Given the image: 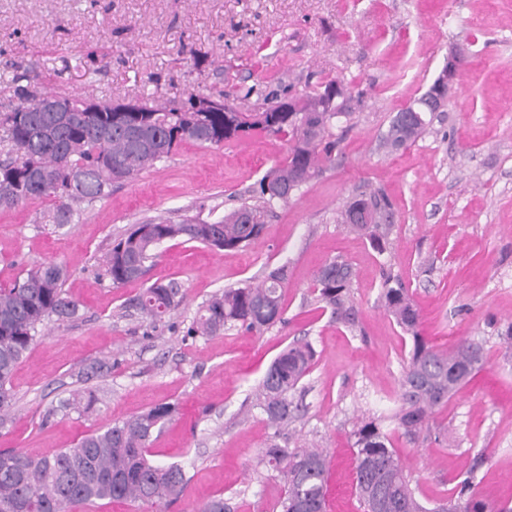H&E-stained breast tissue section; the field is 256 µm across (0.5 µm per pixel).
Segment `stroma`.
I'll return each instance as SVG.
<instances>
[{
    "label": "stroma",
    "instance_id": "obj_1",
    "mask_svg": "<svg viewBox=\"0 0 512 512\" xmlns=\"http://www.w3.org/2000/svg\"><path fill=\"white\" fill-rule=\"evenodd\" d=\"M465 45L458 85L414 142L392 150L385 133L423 94L449 49ZM95 52L101 70L81 65ZM350 82L362 104L331 132L336 160L275 203L255 244L220 250L163 242L139 280L113 285L105 257L132 225L186 216L215 220L259 200L261 177L285 162L283 136L254 132L221 147L183 143L169 158L82 206L75 223L46 224V203L0 208V287L47 262L67 270L78 303L48 320L12 378L14 406L0 451L40 458L161 403L177 412L148 447L190 478L167 512L223 497L231 512H278L284 483L260 461L274 429L254 392L273 359L296 342L315 351L295 398L293 444L327 449L328 512H364L353 487L352 431L360 417L392 413L411 339L385 310V275L399 278L440 350L483 340L485 367L429 421L418 444L384 430L422 502L476 471L488 501L512 496V0H0V113L16 88L98 101L180 102L230 91L244 107L271 92L302 94ZM380 190L393 203L385 253L342 221L347 202ZM348 262L358 325L336 324L314 299L328 261ZM285 268L283 320L259 332L187 329L214 293ZM156 281L181 286V305L154 323L130 299ZM105 377L83 380L93 363ZM97 390L85 415L47 410Z\"/></svg>",
    "mask_w": 512,
    "mask_h": 512
}]
</instances>
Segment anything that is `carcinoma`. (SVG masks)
Masks as SVG:
<instances>
[{"label":"carcinoma","mask_w":512,"mask_h":512,"mask_svg":"<svg viewBox=\"0 0 512 512\" xmlns=\"http://www.w3.org/2000/svg\"><path fill=\"white\" fill-rule=\"evenodd\" d=\"M16 91L19 104L0 114V143L9 145L0 161V182L8 183L0 191V207L47 199L53 208L44 218L58 227L75 221L76 206L105 197L112 183L169 156L186 141L218 147L252 131L289 137L288 158L259 181L262 203L243 205L213 222L186 217L178 223L136 224L117 239L106 258V272L114 285L143 277L166 240L221 250L255 243L271 213L270 205L288 202L333 162L334 143L327 140L332 121L350 116L343 104H331L319 91L292 99L289 112L281 111L284 101L274 93L251 112L243 111L236 99L224 93L214 112L193 111L191 98L179 109L143 103V112H114L113 103L100 102L97 112H37L29 87L19 85ZM437 109L436 103L420 96L394 117L385 144L399 149L415 141L429 123L427 115ZM367 204L376 208L372 222L351 228L382 254L390 241L393 217L385 194L379 190L362 194L348 204L345 213ZM65 276L61 265L46 263L0 288V415L12 407L9 385L38 327L53 317L65 321L77 314L78 303L63 291ZM352 279L351 266L337 259L315 276L318 301L347 326L356 324ZM284 280V269L277 268L255 286L228 288L214 295L201 306L189 334L211 336L229 325L261 331L281 321ZM181 299L178 283L156 281L137 297L136 306L146 318L158 322ZM383 300L385 309L412 339L395 420L402 435L414 443L436 410L484 367L486 355L483 343L476 339L463 340L449 351L430 345L419 332V310L399 280H385ZM313 358L309 344L290 345L274 359L259 384L257 405L275 427L261 462L284 480L285 493L278 502L281 512H327L328 508L326 449L279 443L282 429L299 411L293 393L309 373ZM98 401L90 391L84 398H73L68 406L81 415ZM175 411L170 403L156 405L47 457L1 451L0 512H74L107 499L129 500L166 512L181 497L189 478L179 464L156 463L146 452L155 430ZM353 436L354 488L365 512H512V498L490 503L476 494L473 469L459 482L456 493L430 509L416 496L396 449L389 446L381 418L360 421Z\"/></svg>","instance_id":"1"}]
</instances>
